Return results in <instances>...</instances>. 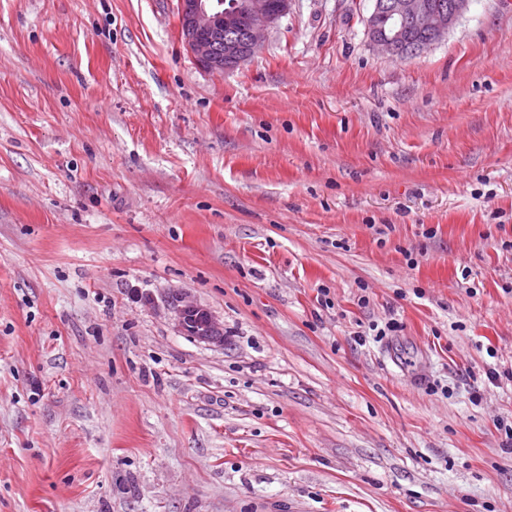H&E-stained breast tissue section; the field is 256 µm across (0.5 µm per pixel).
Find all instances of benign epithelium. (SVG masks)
Masks as SVG:
<instances>
[{
  "label": "benign epithelium",
  "instance_id": "1",
  "mask_svg": "<svg viewBox=\"0 0 512 512\" xmlns=\"http://www.w3.org/2000/svg\"><path fill=\"white\" fill-rule=\"evenodd\" d=\"M471 0H374L365 20L370 42L392 57L406 58L448 36L468 10ZM289 0L272 9L269 0H178L180 32L188 53L208 72L240 67L265 43L269 30L288 12ZM392 20L386 30L381 18ZM182 334L200 342L224 346V325L210 310L182 291H172L157 303Z\"/></svg>",
  "mask_w": 512,
  "mask_h": 512
}]
</instances>
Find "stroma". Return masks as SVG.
I'll return each instance as SVG.
<instances>
[{
    "mask_svg": "<svg viewBox=\"0 0 512 512\" xmlns=\"http://www.w3.org/2000/svg\"><path fill=\"white\" fill-rule=\"evenodd\" d=\"M372 5L209 73L178 0H0V512H512V0ZM471 0H374L365 20L367 35L374 47L392 57L406 58L423 51L448 36V31L468 10ZM393 22L391 31L380 23ZM421 38L411 40L408 32ZM163 309L182 334L200 342L224 345V325L209 309L200 306L182 291H172L163 297Z\"/></svg>",
    "mask_w": 512,
    "mask_h": 512,
    "instance_id": "35a3bbf8",
    "label": "stroma"
}]
</instances>
